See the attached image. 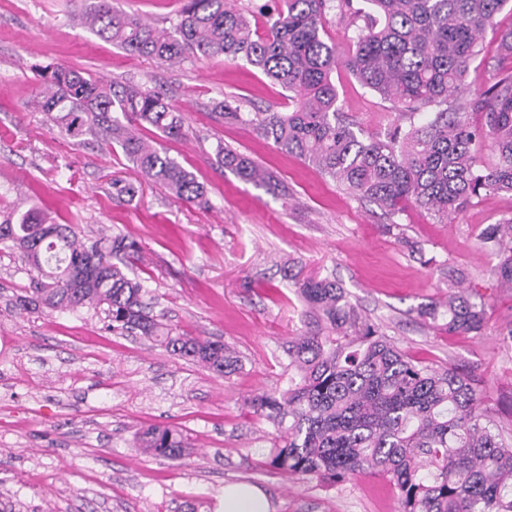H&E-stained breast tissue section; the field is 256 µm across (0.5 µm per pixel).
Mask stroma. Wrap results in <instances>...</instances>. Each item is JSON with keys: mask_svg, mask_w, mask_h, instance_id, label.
<instances>
[{"mask_svg": "<svg viewBox=\"0 0 512 512\" xmlns=\"http://www.w3.org/2000/svg\"><path fill=\"white\" fill-rule=\"evenodd\" d=\"M81 6L0 0V216L37 206L81 237H128L136 244L129 273L156 296L160 321L223 341L242 367L224 377L172 356L108 329L100 308L16 310L30 274L19 251L0 243V500L18 512H186L192 504L218 512L225 485L243 482L267 492L275 512H397L394 487L374 470L332 485L268 464L278 431L247 401L288 385L287 342L306 324L288 278L297 266L335 278L413 358L475 379L482 402L512 429V290L492 276L498 257L480 241L485 225L512 214V194L474 200L447 224L413 205L386 214L213 111L224 98L246 112L288 111V90L259 69L240 59L169 66L127 55L71 25ZM49 64L161 89L186 119V138L167 142L168 153L203 184L209 207L147 182L120 147L69 138L35 111ZM511 72L512 57L486 34L459 103ZM334 79L341 112L364 134L393 124L390 102L345 70ZM220 143L272 172L279 191L219 166ZM116 180L132 193H117ZM452 275L484 297L479 335H451L416 314L447 296ZM152 425L183 432L181 459L135 448L136 433Z\"/></svg>", "mask_w": 512, "mask_h": 512, "instance_id": "stroma-1", "label": "stroma"}]
</instances>
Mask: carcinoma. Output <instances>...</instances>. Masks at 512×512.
<instances>
[{"label":"carcinoma","mask_w":512,"mask_h":512,"mask_svg":"<svg viewBox=\"0 0 512 512\" xmlns=\"http://www.w3.org/2000/svg\"><path fill=\"white\" fill-rule=\"evenodd\" d=\"M511 1L365 0L364 13L352 0H267L260 32L254 14L229 0H183L169 27L127 14L112 0H83L77 21L126 53L160 63L219 55L245 60L293 92V108L243 112L216 101L213 109L225 122L253 126L384 210L411 202L446 224L475 199L512 193V74L468 101L483 116L478 125L451 104L487 31L512 56V27L495 28ZM329 10L365 18L346 51L324 38ZM339 67L392 103L398 121L390 129L365 136L341 118L333 77ZM37 106L66 136L100 135L176 198L209 205L195 176L141 133L151 127L170 140L186 135L181 112L157 90L55 66L44 76ZM485 145L496 156L490 167L477 159ZM216 158L243 179L277 189L272 176L229 147L217 145ZM481 240L496 249L494 277L512 290V215L487 225ZM0 241L12 243L36 273L32 295L17 298L19 309L102 306L114 330L138 331L219 374L240 369L224 342L164 329L143 283L113 262L131 257L128 238L89 245L74 225L52 224L31 208L0 221ZM298 292L315 329L288 341L294 375L288 388L248 401L254 415L279 431L268 464L333 483L369 467L396 489L398 512H512V438L481 408L471 379L412 359L362 317L336 281L310 276L298 282ZM476 297L458 290L420 306L418 315L450 333L479 334L485 310ZM136 447L179 458L186 445L178 429L151 426L137 433Z\"/></svg>","instance_id":"cac0c4a2"}]
</instances>
